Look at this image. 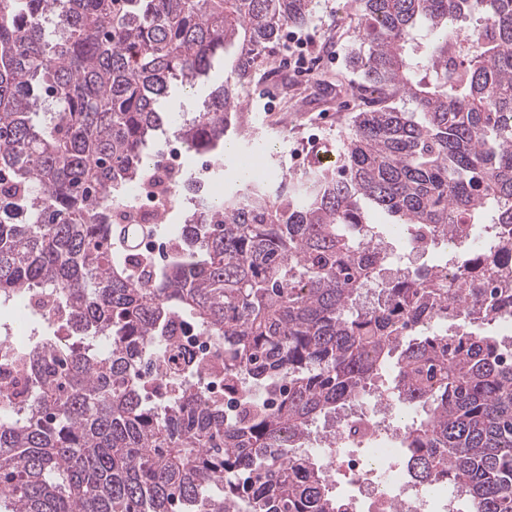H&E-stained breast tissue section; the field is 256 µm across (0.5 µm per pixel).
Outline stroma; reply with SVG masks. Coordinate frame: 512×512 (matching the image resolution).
<instances>
[{
	"label": "stroma",
	"mask_w": 512,
	"mask_h": 512,
	"mask_svg": "<svg viewBox=\"0 0 512 512\" xmlns=\"http://www.w3.org/2000/svg\"><path fill=\"white\" fill-rule=\"evenodd\" d=\"M321 46V62L311 75L294 78L295 95L265 101L261 83L239 86L247 111L244 123L254 141L235 139L237 153L260 147L271 162H284L301 172L311 164L329 165L330 155L339 154L353 116L361 103V77L349 66L348 57L358 37L357 19L350 0H320L315 17L306 25ZM237 56L230 47L212 69L208 79L192 94L174 90L167 109L188 112L208 99L211 91L231 75Z\"/></svg>",
	"instance_id": "obj_1"
}]
</instances>
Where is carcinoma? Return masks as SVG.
I'll list each match as a JSON object with an SVG mask.
<instances>
[{
    "label": "carcinoma",
    "mask_w": 512,
    "mask_h": 512,
    "mask_svg": "<svg viewBox=\"0 0 512 512\" xmlns=\"http://www.w3.org/2000/svg\"><path fill=\"white\" fill-rule=\"evenodd\" d=\"M316 7L0 0V307L24 290L56 321L16 358L29 413L0 420V512H350L295 449L388 364L390 395L424 413L409 475L512 512V349L483 330L512 321V0H354L350 63L378 106L339 167L194 199L163 263L138 257L161 225L111 223L112 193L155 174L159 128L222 156L258 52ZM231 45L234 83L170 127L172 87ZM375 212L431 264L392 272ZM186 320L224 347L238 414L192 354L169 391L144 371ZM199 385L206 394L219 398L224 403L226 414H234L237 410L233 399L224 395V377L220 374L203 371Z\"/></svg>",
    "instance_id": "1"
}]
</instances>
